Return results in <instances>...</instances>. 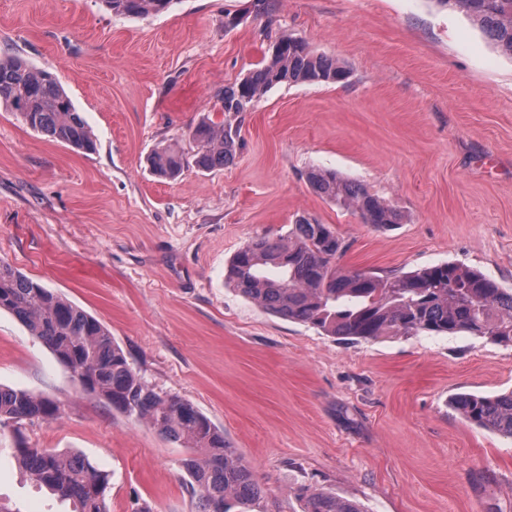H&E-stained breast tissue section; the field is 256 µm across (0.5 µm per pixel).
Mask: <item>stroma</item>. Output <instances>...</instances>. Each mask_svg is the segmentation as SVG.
<instances>
[{"instance_id": "1", "label": "stroma", "mask_w": 512, "mask_h": 512, "mask_svg": "<svg viewBox=\"0 0 512 512\" xmlns=\"http://www.w3.org/2000/svg\"><path fill=\"white\" fill-rule=\"evenodd\" d=\"M174 0L126 18L101 0H0V58L55 73L91 127L77 152L0 106V261L111 332L157 391L223 431L264 491L300 512L298 485L366 512H512V439L449 404L512 390V347L459 333L346 343L239 294L227 266L300 218L347 243L339 266L378 275L451 262L512 289V57L437 0ZM284 35L349 71L272 87L233 163L153 176L160 145L221 120L217 96ZM332 169L402 214L383 230L316 194ZM0 385L59 403L0 429V503L72 512L20 468L16 437L81 454L109 476L110 512H195L186 448L84 390L0 310Z\"/></svg>"}]
</instances>
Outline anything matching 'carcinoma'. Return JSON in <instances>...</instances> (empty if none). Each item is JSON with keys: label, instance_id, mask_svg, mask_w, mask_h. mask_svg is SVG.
I'll return each instance as SVG.
<instances>
[{"label": "carcinoma", "instance_id": "carcinoma-1", "mask_svg": "<svg viewBox=\"0 0 512 512\" xmlns=\"http://www.w3.org/2000/svg\"><path fill=\"white\" fill-rule=\"evenodd\" d=\"M115 15L147 17L172 0H102ZM464 12L503 54L512 57V0H437ZM336 61L311 53L291 37L279 39L270 57L224 87V120H205L189 132L192 160L200 171L230 163L245 113L281 83L330 84L345 79ZM26 126L81 151L94 148L88 124L59 79L20 59H0V105ZM171 147L155 150L153 174L173 179L190 162ZM312 189L355 212L363 224L384 229L400 223L396 208L337 172L313 169ZM347 245L329 224L302 218L283 239L256 237L232 258L228 279L244 297L288 321L312 325L329 336L358 341L398 334L466 332L512 346V291L477 271L441 263L403 275L380 276L336 264ZM13 313L30 335L88 392L113 409L144 420L160 435L190 450L182 469L196 498V512H250L263 490L224 433L192 403L152 388L131 366L111 332L61 295L0 262V310ZM450 406L472 424L512 438V391L495 396L458 394ZM60 405L23 389L0 386V427L52 420ZM30 477L61 498L73 512H109L108 475L77 453L35 445L15 448ZM302 512H365L356 501L324 488L294 490Z\"/></svg>", "mask_w": 512, "mask_h": 512}]
</instances>
